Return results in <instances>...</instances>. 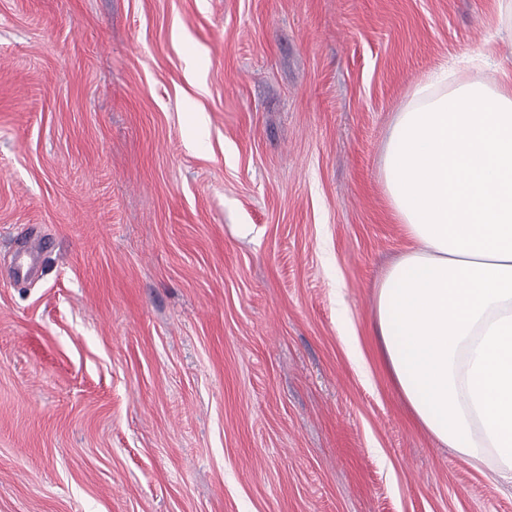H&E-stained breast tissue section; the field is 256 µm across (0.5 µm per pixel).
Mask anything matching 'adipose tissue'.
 Instances as JSON below:
<instances>
[{
	"instance_id": "ef3b65f1",
	"label": "adipose tissue",
	"mask_w": 512,
	"mask_h": 512,
	"mask_svg": "<svg viewBox=\"0 0 512 512\" xmlns=\"http://www.w3.org/2000/svg\"><path fill=\"white\" fill-rule=\"evenodd\" d=\"M416 86L383 156L409 245L376 295L385 362L420 423L512 481V74Z\"/></svg>"
}]
</instances>
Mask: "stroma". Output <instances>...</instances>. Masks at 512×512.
I'll return each mask as SVG.
<instances>
[{"instance_id":"obj_1","label":"stroma","mask_w":512,"mask_h":512,"mask_svg":"<svg viewBox=\"0 0 512 512\" xmlns=\"http://www.w3.org/2000/svg\"><path fill=\"white\" fill-rule=\"evenodd\" d=\"M504 2L0 0V512H512L374 334L394 119Z\"/></svg>"}]
</instances>
